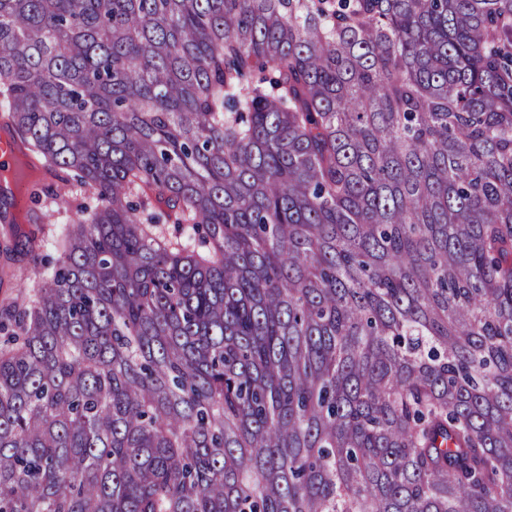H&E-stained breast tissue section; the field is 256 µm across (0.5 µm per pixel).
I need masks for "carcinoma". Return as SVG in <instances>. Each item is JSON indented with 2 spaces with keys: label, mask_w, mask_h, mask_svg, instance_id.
Segmentation results:
<instances>
[{
  "label": "carcinoma",
  "mask_w": 512,
  "mask_h": 512,
  "mask_svg": "<svg viewBox=\"0 0 512 512\" xmlns=\"http://www.w3.org/2000/svg\"><path fill=\"white\" fill-rule=\"evenodd\" d=\"M2 127L0 512H512V0H0ZM30 193L33 197L30 199ZM56 194L58 196L67 195V189L63 186L61 180L54 176L44 177L41 181L34 184L28 195L29 207L41 211L43 213H52V210L56 209ZM24 232L19 231L27 238H35L39 247L34 251H26L23 247L21 254L15 255L12 264L13 277L4 280L0 286V306L8 302L17 301L19 304L27 302L31 292L30 287L38 280L44 271L42 264L45 255L58 258V254L50 247L52 241L59 234L61 224H54L53 219L45 220L42 224H19ZM27 287V288H25Z\"/></svg>",
  "instance_id": "obj_1"
}]
</instances>
